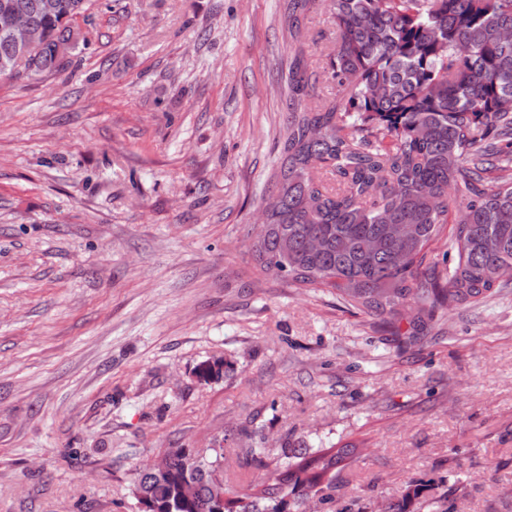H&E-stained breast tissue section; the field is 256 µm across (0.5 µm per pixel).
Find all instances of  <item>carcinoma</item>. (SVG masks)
Masks as SVG:
<instances>
[{"label": "carcinoma", "instance_id": "1", "mask_svg": "<svg viewBox=\"0 0 512 512\" xmlns=\"http://www.w3.org/2000/svg\"><path fill=\"white\" fill-rule=\"evenodd\" d=\"M0 0L27 16L43 38L27 52L0 30V77L47 75L79 44L77 19L91 0ZM314 0H288V38H304ZM336 30L327 73L339 103L309 105L302 52L288 65V128L274 173L273 206L256 225L260 270L296 288L336 291L348 306L416 331L435 313L475 303L502 288L512 266V0H322ZM409 233L393 238L389 225ZM450 239L451 268L427 248ZM320 242L317 249L309 241ZM231 371L204 361L200 378ZM359 449L288 452L270 483L224 485L214 501L211 472L224 453L187 465L170 448L169 474L136 473L157 512H297L310 495L333 500L340 472ZM191 474L197 492L181 493Z\"/></svg>", "mask_w": 512, "mask_h": 512}]
</instances>
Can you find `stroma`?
<instances>
[{"mask_svg": "<svg viewBox=\"0 0 512 512\" xmlns=\"http://www.w3.org/2000/svg\"><path fill=\"white\" fill-rule=\"evenodd\" d=\"M286 0H92L88 41L0 81V512H134L136 468L224 435L251 448L363 447L355 512L416 480L458 512H512V282L417 341L321 288L258 272L294 47ZM330 102L329 16L303 20ZM221 357L224 379L199 383Z\"/></svg>", "mask_w": 512, "mask_h": 512, "instance_id": "35a3bbf8", "label": "stroma"}]
</instances>
